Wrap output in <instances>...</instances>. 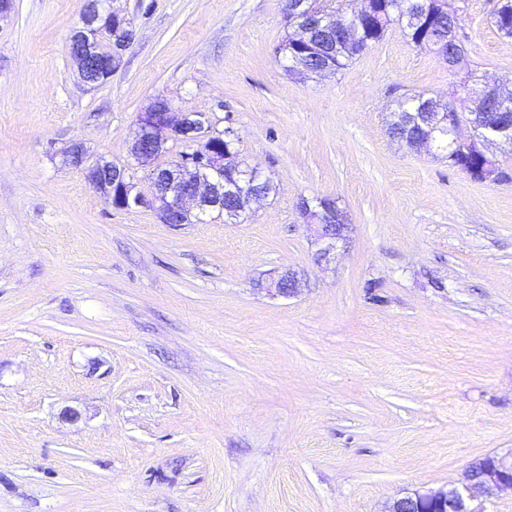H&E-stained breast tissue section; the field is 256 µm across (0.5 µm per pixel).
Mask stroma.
<instances>
[{
    "mask_svg": "<svg viewBox=\"0 0 512 512\" xmlns=\"http://www.w3.org/2000/svg\"><path fill=\"white\" fill-rule=\"evenodd\" d=\"M83 4L0 19V512H385L512 456V182L387 135L414 93L466 112L462 74L395 24L335 75L287 72L284 0H111L137 35L89 89ZM496 6L460 26L510 90ZM159 96L273 181L249 218L118 211L63 164L75 142L125 162ZM314 196L354 225L327 266ZM286 269L298 296L260 290Z\"/></svg>",
    "mask_w": 512,
    "mask_h": 512,
    "instance_id": "1",
    "label": "stroma"
}]
</instances>
